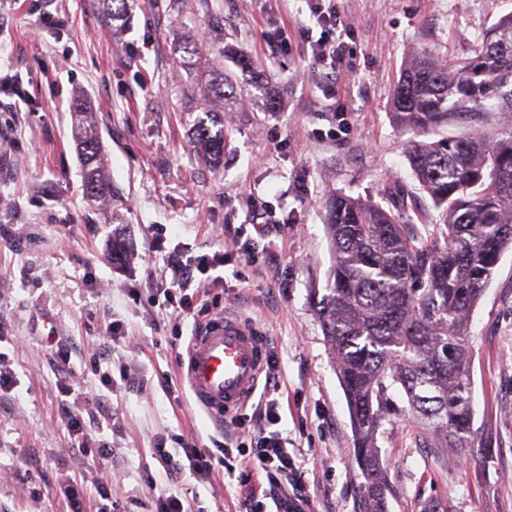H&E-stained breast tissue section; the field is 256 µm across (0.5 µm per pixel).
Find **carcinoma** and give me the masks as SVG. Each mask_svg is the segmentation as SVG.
I'll return each mask as SVG.
<instances>
[{
	"label": "carcinoma",
	"mask_w": 512,
	"mask_h": 512,
	"mask_svg": "<svg viewBox=\"0 0 512 512\" xmlns=\"http://www.w3.org/2000/svg\"><path fill=\"white\" fill-rule=\"evenodd\" d=\"M494 101L512 112V14L452 70L416 55L395 89L393 119L412 134L409 166L441 211L436 231L424 235L374 202L336 195L326 205L334 259L324 293L314 291L315 306L349 406L364 479L359 512H388L376 433L391 391L403 392L440 446L472 444L468 320L512 249V123L490 136L440 129ZM73 114L85 198L93 207L110 205L117 190L93 110L79 98ZM195 140L206 163H223L224 133L200 126Z\"/></svg>",
	"instance_id": "cac0c4a2"
}]
</instances>
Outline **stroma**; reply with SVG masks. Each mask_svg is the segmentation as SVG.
Wrapping results in <instances>:
<instances>
[{"label":"stroma","mask_w":512,"mask_h":512,"mask_svg":"<svg viewBox=\"0 0 512 512\" xmlns=\"http://www.w3.org/2000/svg\"><path fill=\"white\" fill-rule=\"evenodd\" d=\"M356 26L336 76L313 70L294 35L274 59L265 33L308 21L306 0H128L122 23L100 0H0V75L22 77L21 110L0 103V512H96L101 474L118 512H150L176 495L187 512H276L300 499L308 512H358L361 473L350 413L315 313L312 289L333 262L323 215L346 195L383 202L386 185L418 197L404 223L439 213L406 158L410 136L392 117L401 72L415 53L458 61L512 13V0H336ZM66 9L68 26L46 16ZM253 67L240 70L237 55ZM231 76L228 97L209 95ZM93 107L112 183L111 210L83 198L72 141V102ZM224 135L211 169L191 139L197 123ZM127 256L113 263L112 234ZM223 252V278L200 301L211 316L241 312L268 341L278 368L281 421L295 459L281 485L233 453V476L203 483L168 477L153 459L194 435L213 449L247 442L248 419L214 427L195 405L180 356L195 331L157 304L152 279L167 254ZM118 325L123 341L105 334ZM473 444L442 448L403 397L377 445L386 462L388 512H512V249L506 250L468 326ZM91 446L74 448L58 410L64 388Z\"/></svg>","instance_id":"stroma-1"}]
</instances>
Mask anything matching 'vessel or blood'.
<instances>
[{
	"label": "vessel or blood",
	"mask_w": 512,
	"mask_h": 512,
	"mask_svg": "<svg viewBox=\"0 0 512 512\" xmlns=\"http://www.w3.org/2000/svg\"><path fill=\"white\" fill-rule=\"evenodd\" d=\"M267 351L256 328L235 316L204 325L181 359L196 404L218 422L239 412L256 391Z\"/></svg>",
	"instance_id": "obj_1"
}]
</instances>
